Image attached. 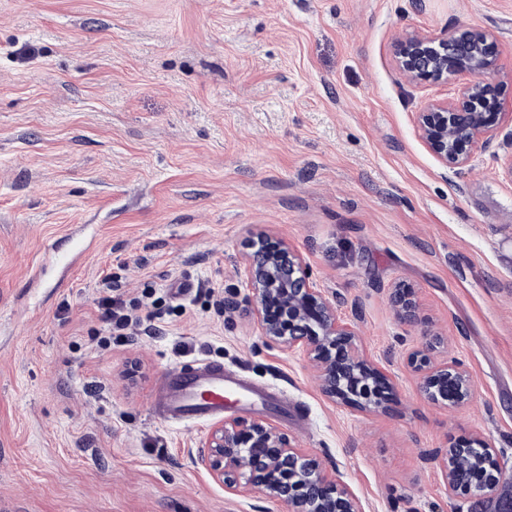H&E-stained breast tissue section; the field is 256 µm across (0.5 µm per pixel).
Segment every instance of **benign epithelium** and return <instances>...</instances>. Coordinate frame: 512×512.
Instances as JSON below:
<instances>
[{"mask_svg": "<svg viewBox=\"0 0 512 512\" xmlns=\"http://www.w3.org/2000/svg\"><path fill=\"white\" fill-rule=\"evenodd\" d=\"M398 58L418 78L446 83L461 73L472 77L460 105L432 103L418 118L422 137L439 163L453 170L464 166L469 159L466 147L488 135L499 116L500 104L488 80L498 63L487 48L486 34L473 30L459 36L412 37L400 45ZM250 249L249 288L262 336L282 348L302 349L316 367L327 396L366 411L381 408L382 403L358 395L351 384L365 379L381 383L386 376L360 352L355 333L340 321L335 303L310 283L300 259L264 234L250 241ZM270 295L282 305L277 319L264 311ZM393 299L400 319H418L412 292H397ZM439 343L441 339L433 335L408 354V366L419 376L421 396L434 405H445L451 383L456 402L466 403L472 395L469 375L459 363L434 357ZM478 445L486 466L478 465L470 474L461 470L467 448H447L441 453L448 497L470 496L494 504V512H512V496L504 495L498 476L512 468V461L497 462L493 448L483 439ZM208 448L209 466L230 494L253 487L287 505L288 512H362L343 485L269 425L226 422L213 432Z\"/></svg>", "mask_w": 512, "mask_h": 512, "instance_id": "1", "label": "benign epithelium"}]
</instances>
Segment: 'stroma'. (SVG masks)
Wrapping results in <instances>:
<instances>
[{
  "instance_id": "35a3bbf8",
  "label": "stroma",
  "mask_w": 512,
  "mask_h": 512,
  "mask_svg": "<svg viewBox=\"0 0 512 512\" xmlns=\"http://www.w3.org/2000/svg\"><path fill=\"white\" fill-rule=\"evenodd\" d=\"M470 28L502 109L453 172L418 114L471 78L414 80L394 44ZM258 233L386 368L383 409L332 401L302 350L265 343ZM108 275L159 334L106 338ZM399 286L421 323L398 318ZM429 330L468 403L422 398L407 355ZM200 360L283 392L297 418L244 419L363 512H481L432 456L484 437L512 458V0H0V512H288L212 478L216 422L151 414L162 374Z\"/></svg>"
}]
</instances>
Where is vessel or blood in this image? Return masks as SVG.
<instances>
[{"instance_id":"obj_1","label":"vessel or blood","mask_w":512,"mask_h":512,"mask_svg":"<svg viewBox=\"0 0 512 512\" xmlns=\"http://www.w3.org/2000/svg\"><path fill=\"white\" fill-rule=\"evenodd\" d=\"M244 409L287 413L283 395L239 372L212 362L174 369L157 387L154 415L167 423H200Z\"/></svg>"}]
</instances>
